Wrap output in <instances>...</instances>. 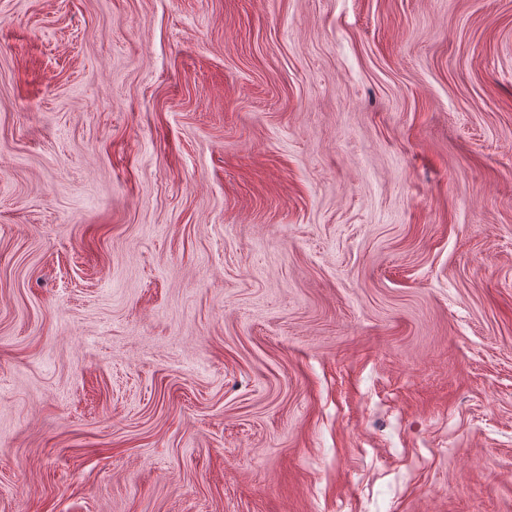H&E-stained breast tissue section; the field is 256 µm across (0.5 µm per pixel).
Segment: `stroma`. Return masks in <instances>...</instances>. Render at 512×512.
Wrapping results in <instances>:
<instances>
[{
    "instance_id": "obj_1",
    "label": "stroma",
    "mask_w": 512,
    "mask_h": 512,
    "mask_svg": "<svg viewBox=\"0 0 512 512\" xmlns=\"http://www.w3.org/2000/svg\"><path fill=\"white\" fill-rule=\"evenodd\" d=\"M0 512H512V0H0Z\"/></svg>"
}]
</instances>
